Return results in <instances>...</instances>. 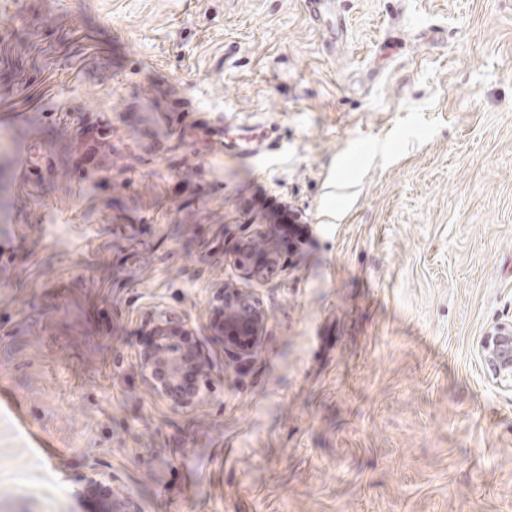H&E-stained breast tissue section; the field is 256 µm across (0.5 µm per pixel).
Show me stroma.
<instances>
[{
  "instance_id": "35a3bbf8",
  "label": "stroma",
  "mask_w": 512,
  "mask_h": 512,
  "mask_svg": "<svg viewBox=\"0 0 512 512\" xmlns=\"http://www.w3.org/2000/svg\"><path fill=\"white\" fill-rule=\"evenodd\" d=\"M0 0V512H512V0ZM268 135L252 160L176 99ZM94 149L89 178L62 173ZM36 166L21 177L19 155ZM290 224V266L225 249ZM271 315L236 380L202 329L224 283ZM213 360L200 404L135 366L151 312ZM335 0H303V8L308 19L321 28L327 42L336 44V37H340L347 30V21L336 16ZM292 226L257 224L234 241L230 255L245 279L268 280L288 270L289 254L281 248V240L290 237ZM479 352L495 384L512 390V324L499 325L483 336ZM80 482L87 495L106 502L104 512H141L134 496L112 474V470L104 465H89L81 474Z\"/></svg>"
}]
</instances>
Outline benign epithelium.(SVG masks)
Instances as JSON below:
<instances>
[{
	"mask_svg": "<svg viewBox=\"0 0 512 512\" xmlns=\"http://www.w3.org/2000/svg\"><path fill=\"white\" fill-rule=\"evenodd\" d=\"M291 228L259 224L234 241L230 255L245 279L267 280L288 270L289 254L281 248V240L290 236ZM208 311L203 329L222 346L224 376L234 380L259 361L268 338L269 313L252 290L230 283L212 289ZM148 327L151 341L137 350L136 366L151 394L172 408L198 405L201 384L213 370L209 351L175 311L152 313ZM479 352L495 384L512 390V324L483 336ZM80 482L87 495L106 502V512H141L112 470L99 463L89 465Z\"/></svg>",
	"mask_w": 512,
	"mask_h": 512,
	"instance_id": "1",
	"label": "benign epithelium"
}]
</instances>
